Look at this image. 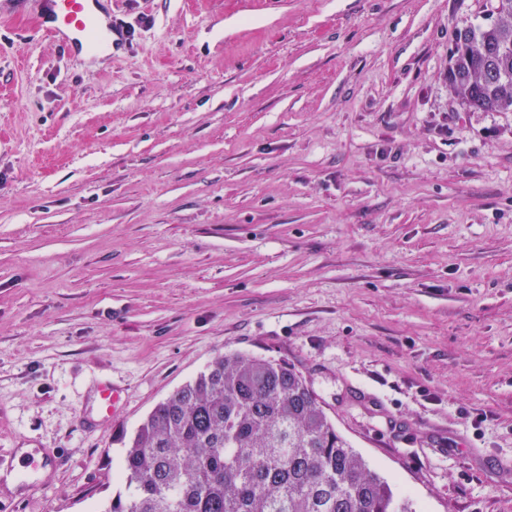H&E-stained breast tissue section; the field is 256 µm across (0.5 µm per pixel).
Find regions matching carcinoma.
I'll return each mask as SVG.
<instances>
[{
    "label": "carcinoma",
    "mask_w": 512,
    "mask_h": 512,
    "mask_svg": "<svg viewBox=\"0 0 512 512\" xmlns=\"http://www.w3.org/2000/svg\"><path fill=\"white\" fill-rule=\"evenodd\" d=\"M448 84L476 111L512 112V0L459 30ZM122 475L102 512H413L300 372L240 353L153 408L123 449Z\"/></svg>",
    "instance_id": "obj_1"
}]
</instances>
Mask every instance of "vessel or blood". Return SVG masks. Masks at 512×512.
<instances>
[{"mask_svg":"<svg viewBox=\"0 0 512 512\" xmlns=\"http://www.w3.org/2000/svg\"><path fill=\"white\" fill-rule=\"evenodd\" d=\"M104 0H48L50 34L64 50L108 52L113 48L111 28L100 27L96 10Z\"/></svg>","mask_w":512,"mask_h":512,"instance_id":"vessel-or-blood-1","label":"vessel or blood"}]
</instances>
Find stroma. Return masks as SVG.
Returning a JSON list of instances; mask_svg holds the SVG:
<instances>
[{
    "instance_id": "obj_1",
    "label": "stroma",
    "mask_w": 512,
    "mask_h": 512,
    "mask_svg": "<svg viewBox=\"0 0 512 512\" xmlns=\"http://www.w3.org/2000/svg\"><path fill=\"white\" fill-rule=\"evenodd\" d=\"M486 0H0V469L96 512L219 354L295 366L415 512H512V112L448 88ZM122 393L109 422L101 383ZM49 3V19L53 26L48 32L68 52L81 53L84 50L112 53V32L119 37V43L128 40L134 33L121 24L107 28L96 22L95 9L105 0H46Z\"/></svg>"
}]
</instances>
